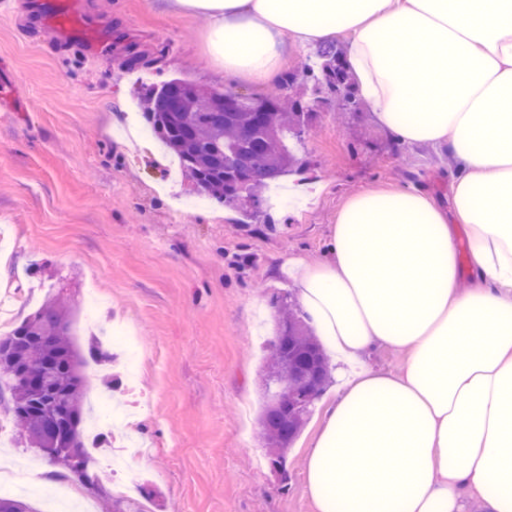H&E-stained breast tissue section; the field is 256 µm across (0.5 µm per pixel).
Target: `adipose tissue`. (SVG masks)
<instances>
[{"label": "adipose tissue", "instance_id": "obj_1", "mask_svg": "<svg viewBox=\"0 0 512 512\" xmlns=\"http://www.w3.org/2000/svg\"><path fill=\"white\" fill-rule=\"evenodd\" d=\"M209 20L226 82L285 45L346 40L357 95L401 146L452 153L449 196L363 190L297 302L338 376L305 457L317 512H512V0H169ZM405 354L395 372L372 350Z\"/></svg>", "mask_w": 512, "mask_h": 512}]
</instances>
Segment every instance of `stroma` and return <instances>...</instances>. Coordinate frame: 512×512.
<instances>
[{"label": "stroma", "instance_id": "1", "mask_svg": "<svg viewBox=\"0 0 512 512\" xmlns=\"http://www.w3.org/2000/svg\"><path fill=\"white\" fill-rule=\"evenodd\" d=\"M35 0L0 13V82L22 109L0 101V298L20 323L63 285L75 306L74 340L87 349L88 322L120 315L139 338L133 389H110L122 358L89 361L88 396L111 395L140 413L141 452L115 464L112 444L89 451L100 484L82 485L5 431L17 483L34 508L63 488L104 512L112 471L151 490L148 512H315L303 453L321 412L288 450V480L272 472L259 428L262 367L275 337L273 298L293 302L285 257L322 256L345 200L364 188L403 183L445 194L447 152L401 147L368 108L326 105L298 149L306 169L279 180L312 185L287 211L200 199L174 167L138 101L142 85L184 78L224 89L205 64L207 23L165 0H64L85 26L42 23Z\"/></svg>", "mask_w": 512, "mask_h": 512}]
</instances>
